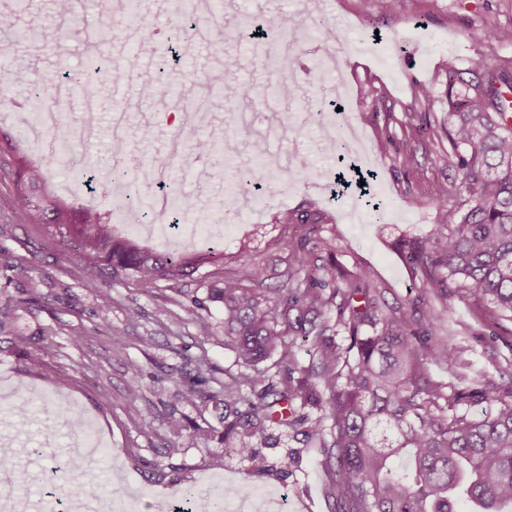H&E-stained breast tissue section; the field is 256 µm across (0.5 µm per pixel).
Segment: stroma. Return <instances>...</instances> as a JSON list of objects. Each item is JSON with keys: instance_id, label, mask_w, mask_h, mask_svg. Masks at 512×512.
<instances>
[{"instance_id": "obj_1", "label": "stroma", "mask_w": 512, "mask_h": 512, "mask_svg": "<svg viewBox=\"0 0 512 512\" xmlns=\"http://www.w3.org/2000/svg\"><path fill=\"white\" fill-rule=\"evenodd\" d=\"M224 18L228 37L224 48L239 58L232 75H224L211 55L207 40L196 43L192 59L175 61L172 55H139L129 33L147 24L171 32L179 21L169 0H148L128 31L107 45L88 46L77 41L72 47L69 72L86 74L89 55H97L103 69L121 63L133 70L132 82L107 85L97 108L99 123L91 139L75 143L63 154L53 152L49 139L33 144L26 128L27 114L18 106H0V138L11 137L20 150L30 151L34 160L48 164V191L74 206L91 205L112 211L120 195L138 193L145 211L161 205L178 193L191 207L182 223L197 224L209 236L210 250L221 254L210 271L232 274L239 268L236 255L246 247L251 263L284 272L287 268L286 236H298L304 228L275 223L277 213L286 210L324 209L328 222L324 234L335 236L338 262L349 270H370L383 282L388 301L418 296L402 260L399 241L424 240L440 232L441 212L428 205L423 192L428 183L442 182L456 188L460 171L448 161V142L440 140L422 149L396 134L390 152L380 148L383 126L379 111L392 109L404 119L414 101V88L428 86L431 92L430 118L440 127L448 121V96L444 85L433 83L435 71L447 67L466 68L475 53H482L490 65L512 59V44L487 42L482 33L490 27H512V0H418L415 9L386 12L380 0H217L216 10ZM279 12L317 14L336 30V39L324 42L311 37L304 44L267 43L236 34L241 15H252L263 23ZM53 0H26L21 12L23 24L34 27L33 40L8 47L12 67L13 98L24 99L32 79L57 71L58 58L52 48ZM381 41H374L373 33ZM313 58L320 68L309 74L301 60ZM151 81L155 94H139L142 81ZM294 83L295 98L276 99L274 87ZM226 87L229 99L206 112L203 134H222L225 126L238 129L226 146L235 165L251 166L253 145L261 143L264 160L278 175L264 185L249 205H222L226 182L217 160L196 159L182 146L178 126L183 120L181 103L202 96L207 84ZM349 89L350 99L338 123L320 122L307 116L308 106L327 107L336 97L338 84ZM257 95L243 98L242 89ZM373 88L363 96V88ZM275 102L288 123L287 137L267 133L260 117L266 102ZM124 113L126 140L132 159V177L119 190L106 189L112 179L114 162L109 153L112 115ZM154 130L151 141H142L138 124ZM352 125L358 141L356 158L335 162L328 150L345 125ZM414 155L410 173H401L397 160L403 153ZM169 159L166 170L152 164L155 157ZM375 175L370 193L382 200V215H375L349 190L333 202L323 187L321 173L335 170L354 179L356 170ZM94 176L96 192H87L83 180ZM12 178L0 172V390L12 392L14 400L28 401L29 424L16 431L9 409H0V440L16 448L15 463L36 468L44 457L65 460L78 446L73 425L64 419L69 409L91 418L107 456L77 471L76 477L89 487L90 497L122 490L121 512H157L160 501L170 497L174 487L200 484L202 479L224 480L256 493H285L288 512H331L334 501L332 478L323 466L318 439L286 427H274L266 441L258 443L251 459L230 457L223 467L213 465L222 448L224 407L215 402L190 405L181 397L184 382L192 377L199 356H206L217 380L237 374L236 354L224 337L223 311L212 308L206 327L193 322L181 305L163 303L165 285L145 288L132 282H113L107 290L112 306L101 310L98 300L84 286L85 264L78 257L61 260V249L45 226L23 223L15 202ZM30 276L47 275L43 298L31 309H17L11 303L17 295L16 267ZM428 303L442 311L439 337L453 336L461 346L462 364L432 368V376L464 388L490 384L504 390L512 387V336H494V324L487 316L492 304L476 307L456 289L445 294L429 290ZM141 311L140 318L127 322L128 309ZM485 321H478V314ZM56 331L55 346L42 356L39 368L25 362V347L18 336L40 326ZM84 331L81 342H73V329ZM125 332L122 348L112 344L113 329ZM142 367L138 392H129L128 362ZM111 392V405L100 396ZM192 425L173 434L167 417ZM287 469V477L276 472Z\"/></svg>"}]
</instances>
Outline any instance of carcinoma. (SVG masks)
Segmentation results:
<instances>
[{
  "mask_svg": "<svg viewBox=\"0 0 512 512\" xmlns=\"http://www.w3.org/2000/svg\"><path fill=\"white\" fill-rule=\"evenodd\" d=\"M54 3L59 69L52 77L31 81L24 106L33 113L42 111L47 95L69 77L64 60L68 43L82 38L88 28L74 0ZM206 4L208 0H171L172 8L188 17ZM305 26L297 15L279 13L266 20L265 33L285 41ZM123 32L111 11L99 13L95 40L114 41ZM30 38L29 28L19 23V11L0 13L3 46ZM210 47L223 58L224 74L238 69L239 59L224 51L223 37ZM433 81L448 86V160L458 161L464 193L452 214L461 217L427 240L402 241L400 250L420 288H455L478 304L493 303L496 327L512 335V327H505L512 324V124L505 121L503 75L477 53L467 68L450 67ZM108 82L109 75H98L81 83L80 92L93 103ZM429 101L430 90L419 86L406 121L386 111L383 142H392L391 126L397 124L407 141L432 145L434 134L424 116ZM235 135V129L226 128L222 137H211L189 121L178 132L192 153L209 158L225 156V143ZM0 161L22 191L24 223L44 225L65 247L76 244L77 256L89 270L85 288L93 296L111 302L104 288L108 279L146 287L165 282L195 318L213 306L223 308L224 336L241 371L216 389L201 358L197 374L181 391L191 405L221 397L234 416L224 426V449L214 465H221L225 455L253 457L254 440L274 425L303 428L324 448L336 512H457L462 501L471 504L469 512H512V388L503 397L485 385L460 390L434 380L431 368L447 365L456 355L448 340L435 338V308L419 298L391 304L370 271L344 270L336 262L335 239L321 235L319 217L279 215V224L308 225L306 235L288 240V279L279 287H265L267 269L241 254L237 275L186 294L179 283L213 258L148 250L117 235L109 217L95 211L84 210L75 220L77 209L37 193L49 168L16 157L9 141L0 142ZM230 173L237 194L276 178L261 163ZM448 194V185L433 182L426 197L446 212ZM184 206L175 195L170 212H157L151 221L176 226L169 215ZM339 334L340 342L335 340ZM35 335L41 345L27 355L31 366L41 364L54 332L40 327ZM299 336L316 339L307 366L296 358ZM484 401L495 403L494 412L471 416L467 407ZM307 406L321 415L310 419L303 413ZM59 471L51 461L38 472H17L16 483L43 484L48 473ZM184 495L190 512H213L203 492L188 488Z\"/></svg>",
  "mask_w": 512,
  "mask_h": 512,
  "instance_id": "obj_1",
  "label": "carcinoma"
}]
</instances>
